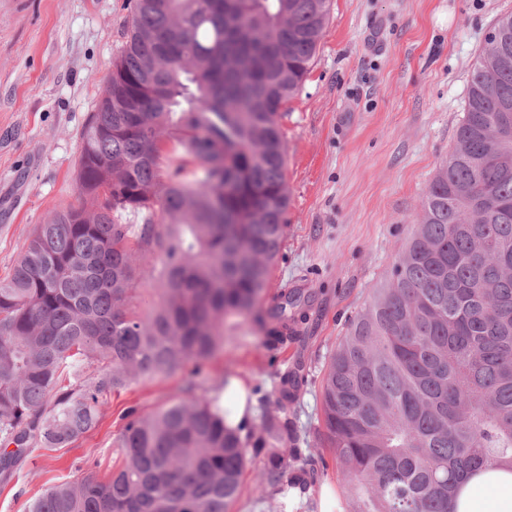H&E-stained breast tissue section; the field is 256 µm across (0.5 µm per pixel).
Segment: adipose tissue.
<instances>
[{
    "instance_id": "ef3b65f1",
    "label": "adipose tissue",
    "mask_w": 512,
    "mask_h": 512,
    "mask_svg": "<svg viewBox=\"0 0 512 512\" xmlns=\"http://www.w3.org/2000/svg\"><path fill=\"white\" fill-rule=\"evenodd\" d=\"M456 512H512V474L486 470L466 480Z\"/></svg>"
}]
</instances>
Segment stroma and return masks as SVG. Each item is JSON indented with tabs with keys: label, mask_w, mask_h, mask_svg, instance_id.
Returning <instances> with one entry per match:
<instances>
[{
	"label": "stroma",
	"mask_w": 512,
	"mask_h": 512,
	"mask_svg": "<svg viewBox=\"0 0 512 512\" xmlns=\"http://www.w3.org/2000/svg\"><path fill=\"white\" fill-rule=\"evenodd\" d=\"M129 0H0V279L37 224L76 201L81 135L124 41ZM512 0H332L314 63L283 109L288 207L264 306L300 295L294 339L268 342L250 315L228 317L203 363L105 395L97 427L39 448L0 481V512H27L46 488L121 464L129 408L240 379L251 423L288 390L299 445L316 448L320 383L352 318L388 278L435 172L456 137L477 56Z\"/></svg>",
	"instance_id": "obj_1"
}]
</instances>
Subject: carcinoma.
<instances>
[{"label":"carcinoma","mask_w":512,"mask_h":512,"mask_svg":"<svg viewBox=\"0 0 512 512\" xmlns=\"http://www.w3.org/2000/svg\"><path fill=\"white\" fill-rule=\"evenodd\" d=\"M330 9L133 0L82 134L78 204L38 225L0 280L1 478L92 430L105 394L210 357L229 316L254 312L272 343L288 342L296 300L261 307L288 206L279 118ZM138 280L159 285L145 317L132 309ZM217 401L129 409L112 477L51 486L30 512H229L251 456L265 458L258 500L321 512L288 393L236 429ZM321 424L346 512H450L471 473L512 470V13L476 60L386 285L329 358Z\"/></svg>","instance_id":"carcinoma-1"}]
</instances>
